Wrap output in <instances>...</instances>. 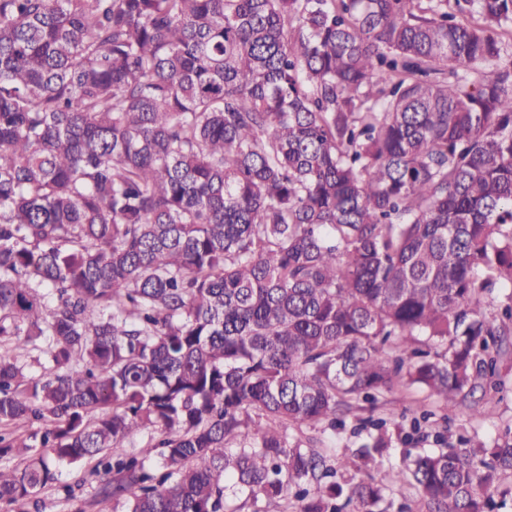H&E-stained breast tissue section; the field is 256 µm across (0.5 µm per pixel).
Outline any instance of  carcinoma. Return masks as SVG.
<instances>
[{
    "label": "carcinoma",
    "mask_w": 512,
    "mask_h": 512,
    "mask_svg": "<svg viewBox=\"0 0 512 512\" xmlns=\"http://www.w3.org/2000/svg\"><path fill=\"white\" fill-rule=\"evenodd\" d=\"M496 288L512 0H0V501L41 512L91 462L125 512H232L234 487L390 512L357 478L386 433L338 459L286 431L398 384L450 410L484 389ZM507 472L512 429L397 477L498 512Z\"/></svg>",
    "instance_id": "carcinoma-1"
}]
</instances>
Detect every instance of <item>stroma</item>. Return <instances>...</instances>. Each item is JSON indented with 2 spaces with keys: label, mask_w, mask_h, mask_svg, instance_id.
<instances>
[{
  "label": "stroma",
  "mask_w": 512,
  "mask_h": 512,
  "mask_svg": "<svg viewBox=\"0 0 512 512\" xmlns=\"http://www.w3.org/2000/svg\"><path fill=\"white\" fill-rule=\"evenodd\" d=\"M476 403L486 409L483 417L472 416L467 409L447 410L436 397L415 387L397 388L375 403L358 402L341 421L322 424L308 430V437L343 454L360 446L366 436V421H382L391 436L389 457L377 460L370 469L376 482L388 488L394 503L410 504L413 512H426L409 484L397 481L395 474L406 454L442 448L456 443L459 436L479 434L492 440L512 426V374L501 390L476 393ZM97 484L87 468L63 469L54 489L44 491V512H123L111 502L96 503Z\"/></svg>",
  "instance_id": "35a3bbf8"
}]
</instances>
